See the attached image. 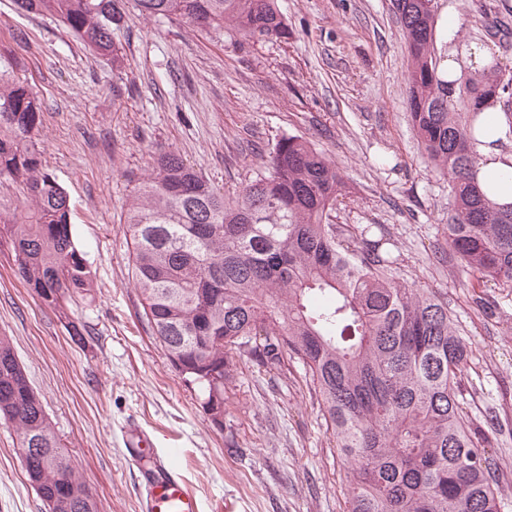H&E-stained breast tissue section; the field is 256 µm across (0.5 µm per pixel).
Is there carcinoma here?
Segmentation results:
<instances>
[{"instance_id": "obj_1", "label": "carcinoma", "mask_w": 512, "mask_h": 512, "mask_svg": "<svg viewBox=\"0 0 512 512\" xmlns=\"http://www.w3.org/2000/svg\"><path fill=\"white\" fill-rule=\"evenodd\" d=\"M145 18L174 16L246 40H288L278 0H134ZM430 0H394L408 49L412 125L434 171L448 179V244L467 288H512V206L475 181L481 107L512 99L492 61L454 91L439 74ZM47 14L114 62L112 26L123 0H15ZM41 104L0 73V179L28 201L0 215V251L41 302L62 315L92 287L64 188L41 163ZM342 196L336 166L298 136L279 140L238 193L217 192L175 154L157 159L125 213L132 278L143 316L169 361H179L202 400L246 355L270 369L292 357L347 464L346 512H498L478 438L459 399L473 355L448 307L389 274L379 240L344 236L331 223ZM0 422L11 427L31 486L49 512H97L87 497L10 340L0 336ZM36 453L25 455V449Z\"/></svg>"}]
</instances>
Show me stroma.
<instances>
[{
  "mask_svg": "<svg viewBox=\"0 0 512 512\" xmlns=\"http://www.w3.org/2000/svg\"><path fill=\"white\" fill-rule=\"evenodd\" d=\"M285 42L200 31L128 10L113 30L111 65L54 19L0 0V59L41 106L42 165L69 195L93 286L61 318L0 253V336L14 351L99 512H141L121 428L138 422L197 491L201 512H345L346 466L297 360L266 371L238 361L224 384V427L172 367L142 317L124 214L157 154L171 152L233 192L276 143L299 136L335 163L345 185L336 223L375 225L390 239L394 279L440 295L474 352L463 408L512 512V289L491 305L465 288L448 245L449 189L429 166L410 120L407 50L393 0H278ZM455 6L459 38L489 45L512 78V0ZM84 329L82 340L67 324ZM0 512H45L14 431L0 424Z\"/></svg>",
  "mask_w": 512,
  "mask_h": 512,
  "instance_id": "35a3bbf8",
  "label": "stroma"
}]
</instances>
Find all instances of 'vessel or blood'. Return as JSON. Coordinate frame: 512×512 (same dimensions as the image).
<instances>
[{"label": "vessel or blood", "instance_id": "obj_1", "mask_svg": "<svg viewBox=\"0 0 512 512\" xmlns=\"http://www.w3.org/2000/svg\"><path fill=\"white\" fill-rule=\"evenodd\" d=\"M123 436L134 448L130 461L141 474L138 489L142 512H200L195 492L167 459L154 454L144 428L128 424Z\"/></svg>", "mask_w": 512, "mask_h": 512}]
</instances>
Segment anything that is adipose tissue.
<instances>
[{"mask_svg":"<svg viewBox=\"0 0 512 512\" xmlns=\"http://www.w3.org/2000/svg\"><path fill=\"white\" fill-rule=\"evenodd\" d=\"M461 18L455 7H448L439 23L440 40L444 47L439 72L448 81L459 80L462 67L478 70L486 66L492 52L480 43H464L458 37ZM482 113L491 129L488 137L476 146L478 164L474 178L489 197L502 206L512 204V152L502 144L512 136V111L502 103L484 106Z\"/></svg>","mask_w":512,"mask_h":512,"instance_id":"ef3b65f1","label":"adipose tissue"}]
</instances>
